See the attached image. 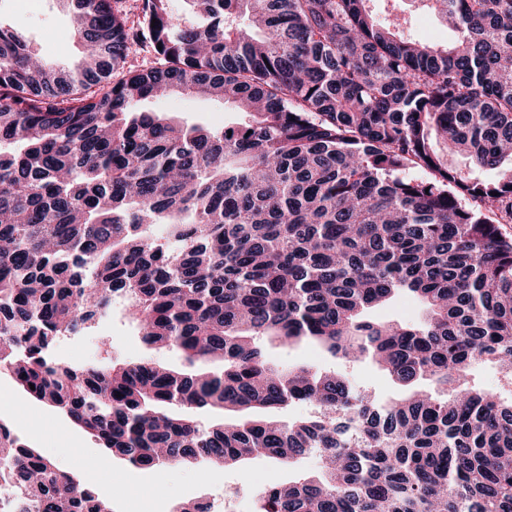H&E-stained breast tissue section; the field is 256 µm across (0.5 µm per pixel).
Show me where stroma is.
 Segmentation results:
<instances>
[{
    "label": "stroma",
    "mask_w": 512,
    "mask_h": 512,
    "mask_svg": "<svg viewBox=\"0 0 512 512\" xmlns=\"http://www.w3.org/2000/svg\"><path fill=\"white\" fill-rule=\"evenodd\" d=\"M410 16L408 32L424 42H447L452 31L434 14L420 9L417 0H373L379 20H387L391 6ZM0 26L21 33L32 52L46 60L70 67L78 60L82 47L75 39L71 14L57 0H0ZM145 109L161 112L181 121L221 127L242 122L244 116L233 106L205 98L172 94L145 102ZM269 352L279 362L308 363L323 371L348 375L355 384L367 388L377 400L385 402L401 389L371 360L348 362L332 357L308 342L291 346L267 341ZM54 355L73 366L111 358L118 362L149 358L154 362L186 369L184 359L167 350L147 351L135 327L122 308L99 322L91 332L60 339ZM0 420L21 438L53 457L64 470L91 485L100 495L111 496L115 512H172L175 505L197 499L232 494L237 512H255L258 488L283 483L301 473L314 474L320 468L317 458L308 456L292 466L266 459L249 460L245 466L222 470L202 465L179 464L143 470L110 455L68 419L20 391L8 375L0 373Z\"/></svg>",
    "instance_id": "obj_1"
}]
</instances>
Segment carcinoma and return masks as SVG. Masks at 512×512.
Wrapping results in <instances>:
<instances>
[{"label":"carcinoma","instance_id":"carcinoma-1","mask_svg":"<svg viewBox=\"0 0 512 512\" xmlns=\"http://www.w3.org/2000/svg\"><path fill=\"white\" fill-rule=\"evenodd\" d=\"M62 2L72 69L0 26V372L138 468L318 457L255 512H512V399L469 379L491 362L512 384V0H417L449 46L368 0H185L183 27L143 0L136 29L121 0ZM146 43L157 65L125 69ZM173 93L249 120L139 110ZM400 295L423 324L366 318ZM116 304L197 369L50 356ZM268 337L405 392L280 369ZM296 403L313 412L276 418ZM0 492L114 512L2 421ZM266 346L273 357L281 363L288 365L308 363L322 371L335 370L344 373L355 384L371 391L380 402H386L403 391L370 359L346 362L341 358L332 357L323 349L308 342L288 347L281 345L277 340L269 339L266 341Z\"/></svg>","mask_w":512,"mask_h":512}]
</instances>
